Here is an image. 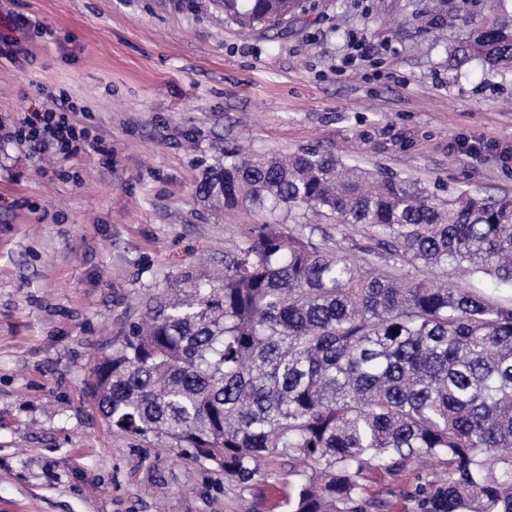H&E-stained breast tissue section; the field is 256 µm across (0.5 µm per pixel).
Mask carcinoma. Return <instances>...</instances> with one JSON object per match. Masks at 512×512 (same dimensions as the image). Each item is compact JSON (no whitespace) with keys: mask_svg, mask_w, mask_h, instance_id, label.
Returning <instances> with one entry per match:
<instances>
[{"mask_svg":"<svg viewBox=\"0 0 512 512\" xmlns=\"http://www.w3.org/2000/svg\"><path fill=\"white\" fill-rule=\"evenodd\" d=\"M495 0L446 47L448 71L512 81V11ZM224 20L278 34L301 0H217ZM197 194L215 211L327 215L248 226L224 275L151 297L94 370L118 429L167 437L247 483L288 461V512H382L403 473L411 512H512V195L441 200L415 180L316 149L225 154ZM321 222L323 230L326 231L327 235L335 239V244L337 241V248L352 254L362 255L360 248L366 245V240L358 232L349 230L346 231V236L340 235L336 230V225L330 223L332 221L323 218Z\"/></svg>","mask_w":512,"mask_h":512,"instance_id":"carcinoma-1","label":"carcinoma"}]
</instances>
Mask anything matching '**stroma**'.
<instances>
[{
    "label": "stroma",
    "mask_w": 512,
    "mask_h": 512,
    "mask_svg": "<svg viewBox=\"0 0 512 512\" xmlns=\"http://www.w3.org/2000/svg\"><path fill=\"white\" fill-rule=\"evenodd\" d=\"M456 5L307 0L270 42L212 0H0V512H286L278 474L239 484L113 428L93 369L150 295L223 274L266 222L196 194L223 152L315 148L441 198L512 194V84L449 77L431 41ZM63 93L100 149L32 153L19 122ZM462 137L491 147L469 160Z\"/></svg>",
    "instance_id": "35a3bbf8"
}]
</instances>
